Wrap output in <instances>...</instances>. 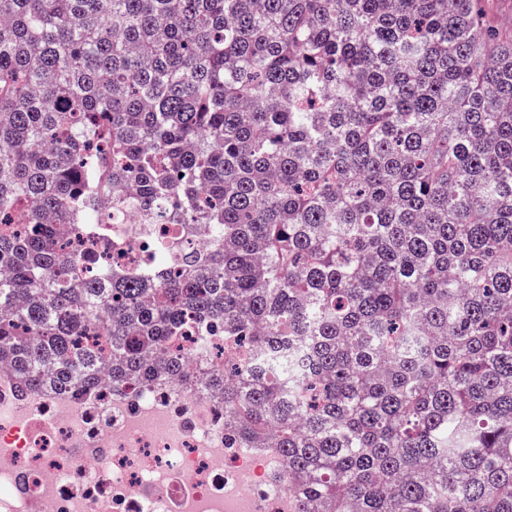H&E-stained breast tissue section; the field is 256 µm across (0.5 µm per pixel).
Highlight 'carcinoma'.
<instances>
[{
	"label": "carcinoma",
	"instance_id": "cac0c4a2",
	"mask_svg": "<svg viewBox=\"0 0 512 512\" xmlns=\"http://www.w3.org/2000/svg\"><path fill=\"white\" fill-rule=\"evenodd\" d=\"M130 210L210 249L60 253L55 225ZM17 215L0 364L21 385L205 375L297 512H512V38L482 0H0ZM185 336L235 350L193 371Z\"/></svg>",
	"mask_w": 512,
	"mask_h": 512
}]
</instances>
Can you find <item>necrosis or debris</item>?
I'll return each mask as SVG.
<instances>
[{
    "mask_svg": "<svg viewBox=\"0 0 512 512\" xmlns=\"http://www.w3.org/2000/svg\"><path fill=\"white\" fill-rule=\"evenodd\" d=\"M99 235L66 229L65 256L142 263L151 225L132 214ZM0 512H295L273 452L232 445L224 402L148 381L121 394L25 391L0 368Z\"/></svg>",
    "mask_w": 512,
    "mask_h": 512,
    "instance_id": "1",
    "label": "necrosis or debris"
}]
</instances>
